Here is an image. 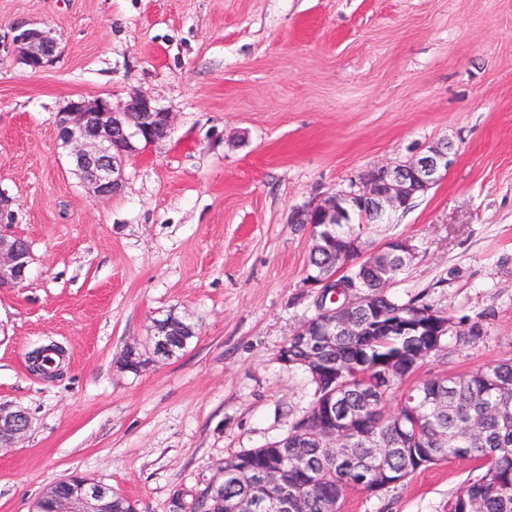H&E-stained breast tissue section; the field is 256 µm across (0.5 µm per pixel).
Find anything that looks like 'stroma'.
<instances>
[{"label":"stroma","mask_w":512,"mask_h":512,"mask_svg":"<svg viewBox=\"0 0 512 512\" xmlns=\"http://www.w3.org/2000/svg\"><path fill=\"white\" fill-rule=\"evenodd\" d=\"M18 19L60 54L38 72L0 60V188L36 258L0 289V400L32 421L0 450V512H32L73 474L169 512L176 490L221 482L225 457L285 434L314 393L277 359L316 311L293 210L439 140L457 149L447 176L370 228L416 247L388 295L480 327L445 336L418 378L512 358V0H0V28ZM136 93L174 126L97 199L55 116ZM173 309L190 346L121 371ZM53 344L48 379L28 357ZM477 473L451 456L341 512H448Z\"/></svg>","instance_id":"stroma-1"}]
</instances>
